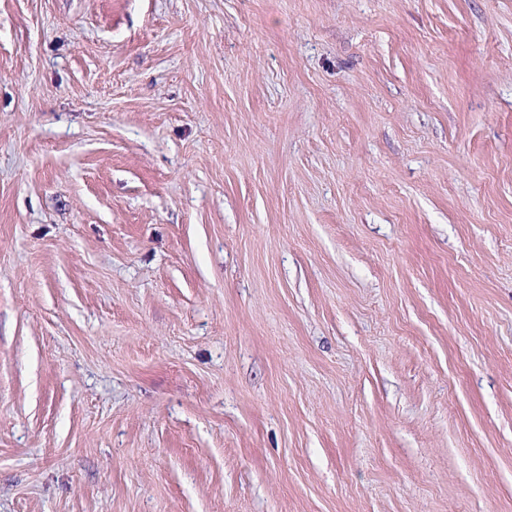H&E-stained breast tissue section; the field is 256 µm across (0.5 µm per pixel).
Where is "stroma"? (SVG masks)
I'll list each match as a JSON object with an SVG mask.
<instances>
[{
  "instance_id": "stroma-1",
  "label": "stroma",
  "mask_w": 512,
  "mask_h": 512,
  "mask_svg": "<svg viewBox=\"0 0 512 512\" xmlns=\"http://www.w3.org/2000/svg\"><path fill=\"white\" fill-rule=\"evenodd\" d=\"M0 512H512V0H0Z\"/></svg>"
}]
</instances>
